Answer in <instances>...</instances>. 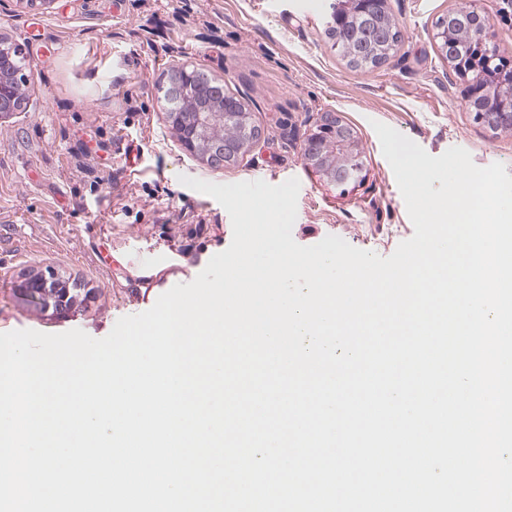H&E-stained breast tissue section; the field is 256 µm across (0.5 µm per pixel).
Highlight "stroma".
Here are the masks:
<instances>
[{
  "instance_id": "35a3bbf8",
  "label": "stroma",
  "mask_w": 512,
  "mask_h": 512,
  "mask_svg": "<svg viewBox=\"0 0 512 512\" xmlns=\"http://www.w3.org/2000/svg\"><path fill=\"white\" fill-rule=\"evenodd\" d=\"M479 2L512 58L504 0H387L397 52L363 72L324 34L331 0H0V38L26 57L25 101L0 117V332L80 329L106 337L191 282L232 241L227 211L180 181L300 182L294 241L335 235L390 256L414 226L374 122L430 155L467 150L512 176V129L468 104L467 79L438 51L439 16ZM194 64L247 105L263 132L239 160L212 167L183 150L166 120L162 75ZM353 128L361 176L336 184L307 165L305 137L325 113ZM53 267L91 294L65 315L21 289Z\"/></svg>"
}]
</instances>
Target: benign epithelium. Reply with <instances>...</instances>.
Instances as JSON below:
<instances>
[{"instance_id": "obj_1", "label": "benign epithelium", "mask_w": 512, "mask_h": 512, "mask_svg": "<svg viewBox=\"0 0 512 512\" xmlns=\"http://www.w3.org/2000/svg\"><path fill=\"white\" fill-rule=\"evenodd\" d=\"M353 21L363 20L380 32L379 10L381 0H357ZM25 69L20 52L0 47V115H7L20 107L19 87L15 81L18 72ZM166 99L173 107L166 112L168 122L180 132L183 149L199 157L210 166L236 162L243 151L262 138L257 126L243 127L242 136L228 138L219 127L243 116V102L224 88V83L210 78L198 66H182L172 71L166 90ZM493 129H512V96L500 101V111L480 114ZM320 133L308 135L304 144V160L327 178L342 184L351 179L347 166L333 159V149H339L350 158L358 157V144L353 130L334 115L327 114L319 124ZM78 287L62 281L51 273L33 274L24 286V293L32 302L52 306L62 311L64 301L58 289Z\"/></svg>"}]
</instances>
